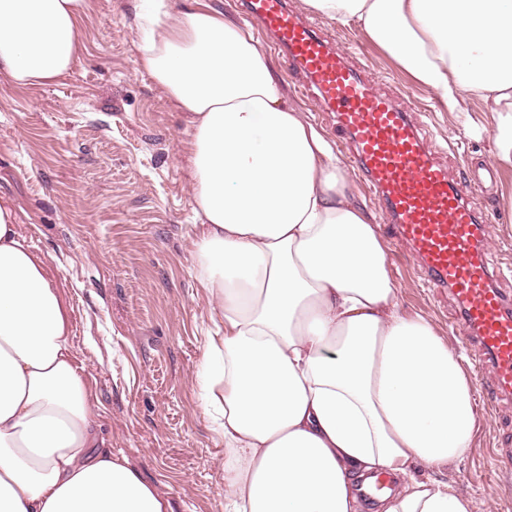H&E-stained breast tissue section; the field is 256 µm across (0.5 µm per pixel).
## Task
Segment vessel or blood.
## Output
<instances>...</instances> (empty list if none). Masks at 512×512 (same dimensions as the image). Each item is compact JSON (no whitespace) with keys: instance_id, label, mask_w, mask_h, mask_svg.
Returning a JSON list of instances; mask_svg holds the SVG:
<instances>
[{"instance_id":"b4317fda","label":"vessel or blood","mask_w":512,"mask_h":512,"mask_svg":"<svg viewBox=\"0 0 512 512\" xmlns=\"http://www.w3.org/2000/svg\"><path fill=\"white\" fill-rule=\"evenodd\" d=\"M245 8L349 139L352 167L381 201L396 245L429 288L446 292L472 365L492 380L491 407L512 402V294L495 284L487 229L465 191L408 111L293 14L287 0H246Z\"/></svg>"}]
</instances>
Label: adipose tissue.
<instances>
[{
	"label": "adipose tissue",
	"mask_w": 512,
	"mask_h": 512,
	"mask_svg": "<svg viewBox=\"0 0 512 512\" xmlns=\"http://www.w3.org/2000/svg\"><path fill=\"white\" fill-rule=\"evenodd\" d=\"M355 24L445 110L480 102L512 169V0H302ZM91 0H0V83L63 79ZM139 66L187 120L198 219L190 262L218 332L201 404L224 438V512H359L357 480L400 486L378 512H472L412 472L469 451L478 415L461 357L410 316L388 249L324 135L251 29L208 0L135 14ZM99 409L69 311L0 198V512H173L126 456L98 450Z\"/></svg>",
	"instance_id": "adipose-tissue-1"
}]
</instances>
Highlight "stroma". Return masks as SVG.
<instances>
[{
    "label": "stroma",
    "instance_id": "35a3bbf8",
    "mask_svg": "<svg viewBox=\"0 0 512 512\" xmlns=\"http://www.w3.org/2000/svg\"><path fill=\"white\" fill-rule=\"evenodd\" d=\"M289 6L334 47L365 67L420 123L457 181L490 166L492 133L475 139L428 90L417 87L357 27ZM134 0H92L81 59L59 82L31 89L0 84V196L45 259L69 309L72 339L98 403L104 449L124 454L172 502L173 512H224V444L199 403L208 298L189 261L195 233L186 120L140 71ZM276 67L309 120L347 158L342 136L281 54ZM492 251L512 243V170L496 169L471 190ZM406 314L425 316L461 348L456 315L429 293L420 271L394 272ZM512 404L478 413L466 458L440 472L469 494L473 512H512V473L489 454Z\"/></svg>",
    "mask_w": 512,
    "mask_h": 512
}]
</instances>
